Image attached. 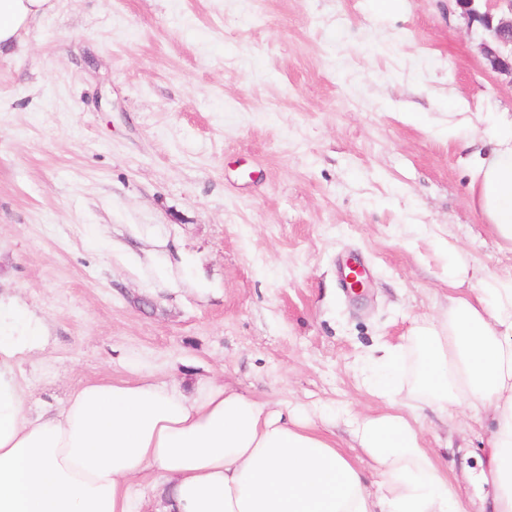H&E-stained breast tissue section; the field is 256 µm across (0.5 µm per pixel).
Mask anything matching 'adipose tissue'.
I'll list each match as a JSON object with an SVG mask.
<instances>
[{"mask_svg": "<svg viewBox=\"0 0 512 512\" xmlns=\"http://www.w3.org/2000/svg\"><path fill=\"white\" fill-rule=\"evenodd\" d=\"M51 7L0 0V54ZM493 143L474 163L472 202L512 249V114L497 117ZM478 283L367 363V387L393 406L353 431L381 478L375 493L313 416L272 410L213 379L190 396L148 374L88 382L62 408L26 415L17 369L39 346V328L0 313V512H141L131 479L147 468L160 474L162 512H462L415 415L394 406L409 348L415 388L440 415L464 403L493 412L479 478L495 489L492 512H512V270Z\"/></svg>", "mask_w": 512, "mask_h": 512, "instance_id": "1", "label": "adipose tissue"}]
</instances>
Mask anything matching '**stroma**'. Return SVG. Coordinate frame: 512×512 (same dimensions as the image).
Segmentation results:
<instances>
[{
    "label": "stroma",
    "instance_id": "35a3bbf8",
    "mask_svg": "<svg viewBox=\"0 0 512 512\" xmlns=\"http://www.w3.org/2000/svg\"><path fill=\"white\" fill-rule=\"evenodd\" d=\"M488 39L455 0H53L0 58V302L43 334L27 414L88 381L215 378L328 409L377 490L347 424L388 409L362 356L441 316L449 268L512 270L469 188L512 110ZM473 414L418 430L484 512Z\"/></svg>",
    "mask_w": 512,
    "mask_h": 512
}]
</instances>
